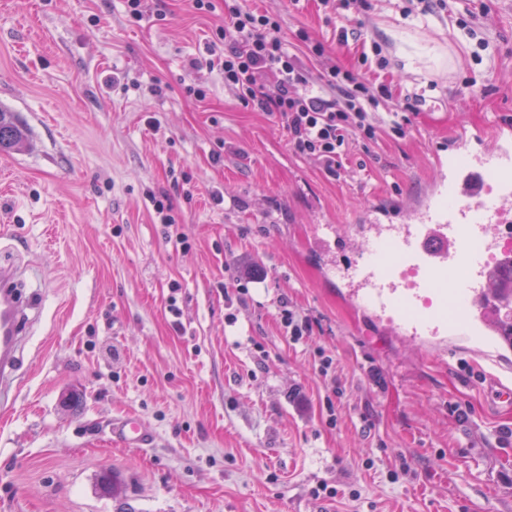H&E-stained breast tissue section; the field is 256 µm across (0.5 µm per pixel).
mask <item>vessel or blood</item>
Returning <instances> with one entry per match:
<instances>
[{
  "label": "vessel or blood",
  "instance_id": "b4317fda",
  "mask_svg": "<svg viewBox=\"0 0 512 512\" xmlns=\"http://www.w3.org/2000/svg\"><path fill=\"white\" fill-rule=\"evenodd\" d=\"M484 131L466 132L436 149L435 179L421 200L410 203L406 218L362 224L361 245L332 268L350 286L349 300L360 311L381 318L392 312L399 335L416 340L464 337L485 345V357L503 369L512 368V343L491 324L496 304L492 269L512 271V253L496 267L488 255L496 249L498 224L512 219V124L498 125L490 137L493 151L482 149ZM406 266L417 272L414 287H401L394 271ZM440 293L451 299L454 314L419 307L422 295ZM27 317L18 293L16 270L0 265V408L17 397L19 351ZM113 446L141 448L151 434L135 415L113 423Z\"/></svg>",
  "mask_w": 512,
  "mask_h": 512
}]
</instances>
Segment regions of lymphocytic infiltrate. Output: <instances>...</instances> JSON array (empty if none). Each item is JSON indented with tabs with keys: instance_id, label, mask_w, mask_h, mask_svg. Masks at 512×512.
<instances>
[{
	"instance_id": "obj_1",
	"label": "lymphocytic infiltrate",
	"mask_w": 512,
	"mask_h": 512,
	"mask_svg": "<svg viewBox=\"0 0 512 512\" xmlns=\"http://www.w3.org/2000/svg\"><path fill=\"white\" fill-rule=\"evenodd\" d=\"M224 22L212 32L208 56L193 68L217 73L224 87L253 111L281 118L292 149L338 177L354 136L402 135L408 116L378 112L385 87L373 86L355 71L331 66L322 72L303 58L321 55L305 36L286 43L279 15L224 0Z\"/></svg>"
}]
</instances>
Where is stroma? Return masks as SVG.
<instances>
[{
	"mask_svg": "<svg viewBox=\"0 0 512 512\" xmlns=\"http://www.w3.org/2000/svg\"><path fill=\"white\" fill-rule=\"evenodd\" d=\"M248 3L323 45L309 66L386 84L380 111L424 94L404 136L353 140L327 176L278 117L190 68L223 8L166 0L165 21L129 25L122 0H0V104L28 139L0 150V264L31 319L0 415V512H512V408L487 368L359 314L313 246L320 225L379 202L406 216L436 143L512 121V0H487L472 39L462 0L438 18L371 0L370 41L345 46L352 12ZM194 82L205 100L186 94ZM286 305L312 322L303 342L284 332ZM323 354L335 373L320 375ZM127 414L151 447L112 446ZM321 482L339 496L314 497Z\"/></svg>",
	"mask_w": 512,
	"mask_h": 512,
	"instance_id": "stroma-1",
	"label": "stroma"
}]
</instances>
